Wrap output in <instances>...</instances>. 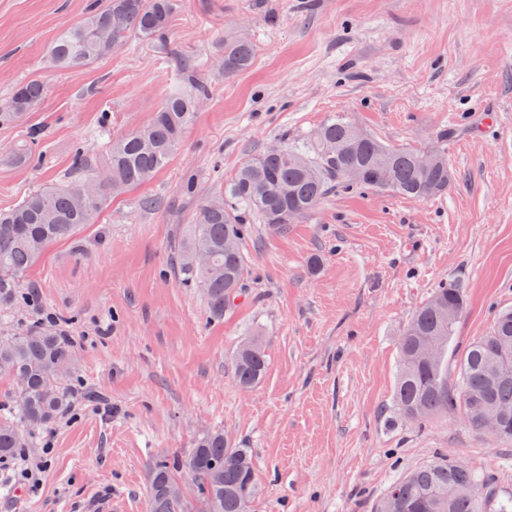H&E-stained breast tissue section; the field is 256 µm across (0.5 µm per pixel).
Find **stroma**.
Returning a JSON list of instances; mask_svg holds the SVG:
<instances>
[{
  "mask_svg": "<svg viewBox=\"0 0 512 512\" xmlns=\"http://www.w3.org/2000/svg\"><path fill=\"white\" fill-rule=\"evenodd\" d=\"M86 2L0 0V107L24 80L44 87L0 125V211L61 182L76 148L103 163L102 118L116 139L142 128L183 63L211 94L166 167L21 275L33 305L0 307V336L52 313L78 356L76 419L36 435L37 489L0 471V512H78L107 491L113 512H147L153 461L187 457L217 429L253 455L249 512H373L438 457L512 492V442L457 417L417 426L393 407L399 338L435 288L465 290L458 348L512 307V0H181L166 47L132 36L56 69L49 47ZM237 37L255 58L227 76L224 44ZM336 118L391 146L443 150L447 194L355 188L281 234L251 220L243 295L212 319L173 274L195 209L245 160ZM251 338L268 370L244 390L233 357Z\"/></svg>",
  "mask_w": 512,
  "mask_h": 512,
  "instance_id": "35a3bbf8",
  "label": "stroma"
}]
</instances>
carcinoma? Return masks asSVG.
Wrapping results in <instances>:
<instances>
[{"instance_id": "carcinoma-1", "label": "carcinoma", "mask_w": 512, "mask_h": 512, "mask_svg": "<svg viewBox=\"0 0 512 512\" xmlns=\"http://www.w3.org/2000/svg\"><path fill=\"white\" fill-rule=\"evenodd\" d=\"M178 0H87L80 23L62 32L50 47L52 66L67 69L112 54L131 35L167 44ZM255 49L246 39L224 43V74L249 68ZM191 88L176 85L149 124L112 139L108 121L104 174L95 172L87 153L76 149L70 177L27 196L0 212V304L22 303L19 277L54 243L74 237L105 209L112 196L139 187L172 159L183 133L210 96L207 83L187 75ZM43 96L36 79L20 83L0 123L28 111ZM342 120L319 128L304 148L272 149L242 163L225 183L224 193L196 208L193 224L177 245L179 282L202 291L209 312L221 318L241 294L247 274L242 250L253 214L274 233L310 217L338 188L360 185L413 199L441 196L452 175L439 151L430 166L422 152L386 146L368 135L357 138ZM465 309L463 288L448 281L414 314L399 342L400 362L394 403L405 419L423 422L433 415H461L483 430L495 418L500 440L512 441V309L494 315L486 335L459 355L455 374L448 352L457 319ZM73 341L51 325L30 326L15 336H0V373L15 382L16 415L0 414V462L32 444L34 432L53 424L68 408V381L75 373ZM267 371L258 340L243 342L235 356L237 384L252 388ZM188 471L201 512H247L256 493L250 450L238 448L213 430L202 436L187 458L156 460L149 473V512H187L179 474ZM375 512H512V493L494 478L460 461L437 457L394 481Z\"/></svg>"}]
</instances>
